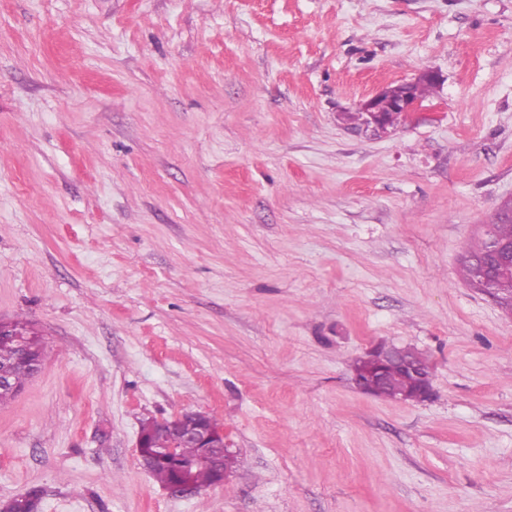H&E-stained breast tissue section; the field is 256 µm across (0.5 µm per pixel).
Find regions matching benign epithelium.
<instances>
[{"label":"benign epithelium","instance_id":"7a95c632","mask_svg":"<svg viewBox=\"0 0 512 512\" xmlns=\"http://www.w3.org/2000/svg\"><path fill=\"white\" fill-rule=\"evenodd\" d=\"M388 95L393 98L392 110L407 117L418 110V103L405 92L393 94L392 87L388 86L379 92V95ZM361 108L368 116L366 127L380 132L386 130L382 123L381 112L374 106V99L370 98L362 103ZM489 265L481 291L496 297L499 292V281L502 269L512 266V246L502 247L499 250H491L485 259ZM0 336H11L16 342V347L25 353L29 350V336L26 332L14 327L10 322L0 319ZM15 359H0V390L16 391V385L10 373V367ZM361 370L355 373V381L362 384L360 376L364 375L374 382L385 379L386 373L392 369L401 368L412 373L420 381V387L413 396L415 401H424L430 398L433 388L429 382V370L417 366L413 358L404 351H391L382 345L371 348L360 359ZM151 428L157 433L168 437L171 445L168 448L150 447L147 432L139 431L137 448L141 464L145 469L158 460H165L179 475V479L165 489L173 497H181L195 493L199 487L193 480V469L200 463H206L214 468L218 476V483L222 484L229 477V471L224 468V456L229 451L224 440L222 429L209 415L197 411H185L170 419L161 418L151 420ZM196 448L198 454L192 459H184L179 454L181 448Z\"/></svg>","mask_w":512,"mask_h":512}]
</instances>
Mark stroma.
I'll use <instances>...</instances> for the list:
<instances>
[{
    "instance_id": "35a3bbf8",
    "label": "stroma",
    "mask_w": 512,
    "mask_h": 512,
    "mask_svg": "<svg viewBox=\"0 0 512 512\" xmlns=\"http://www.w3.org/2000/svg\"><path fill=\"white\" fill-rule=\"evenodd\" d=\"M442 77L375 134L347 113ZM512 199V0H0V500L41 512H512V312L460 275ZM434 394L353 381L376 343ZM235 472L172 498L145 417ZM12 336L16 342V347L23 354L29 350V337L25 331L15 328L10 322L3 321L0 319V355L11 357L10 360L0 359V390L1 391H16V385L20 388L24 383L31 377L30 368L24 361L16 362L15 356L16 350L13 341L10 337ZM14 363L12 368V375L10 373V367ZM15 381H13V379ZM151 428L161 435L155 438L154 448H150L147 432L140 430L136 447L138 455L146 470H149L158 460L167 461L176 470L179 479L171 484L169 483L173 473L169 466L160 463L150 471L171 496L181 497L196 493L199 488L213 484L212 471L205 467L197 469L194 482L193 469L200 463L209 464L214 468L218 476L215 484H223L229 477L230 472L224 468V456L227 451H230L224 440V429L209 415L197 411H185L170 419H151ZM165 436L172 442L170 447V441ZM197 448L198 454L195 458L181 457H193Z\"/></svg>"
}]
</instances>
